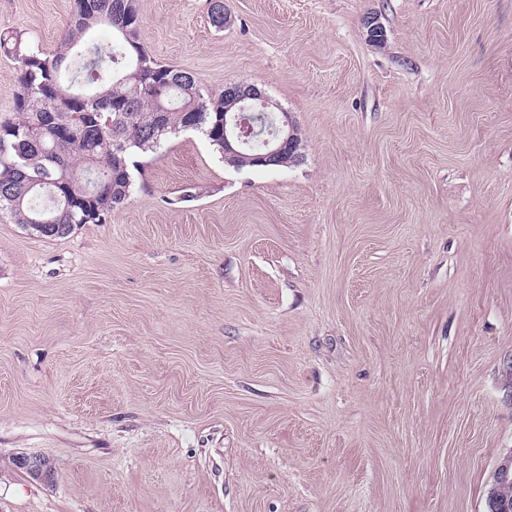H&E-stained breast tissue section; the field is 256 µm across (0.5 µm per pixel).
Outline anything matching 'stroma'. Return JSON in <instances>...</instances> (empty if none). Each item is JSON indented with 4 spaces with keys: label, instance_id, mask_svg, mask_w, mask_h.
<instances>
[{
    "label": "stroma",
    "instance_id": "1",
    "mask_svg": "<svg viewBox=\"0 0 512 512\" xmlns=\"http://www.w3.org/2000/svg\"><path fill=\"white\" fill-rule=\"evenodd\" d=\"M224 6L220 31L208 0H138L142 42L262 87L301 159L238 169L186 131L106 223L0 211V512H485L512 453V0ZM73 9L0 0V31L51 52Z\"/></svg>",
    "mask_w": 512,
    "mask_h": 512
}]
</instances>
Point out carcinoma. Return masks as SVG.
<instances>
[{"label":"carcinoma","instance_id":"1","mask_svg":"<svg viewBox=\"0 0 512 512\" xmlns=\"http://www.w3.org/2000/svg\"><path fill=\"white\" fill-rule=\"evenodd\" d=\"M224 28V0H209ZM104 28L108 40L87 34ZM137 0H75L59 47L45 53L20 32L0 33V51L19 64L13 117L0 119V210L42 237H65L80 224H103L130 196L135 157L171 136L198 130L224 153V92L164 65L141 40ZM260 135L227 159L238 169L288 167L283 151L254 159L275 133L272 113L255 103Z\"/></svg>","mask_w":512,"mask_h":512}]
</instances>
